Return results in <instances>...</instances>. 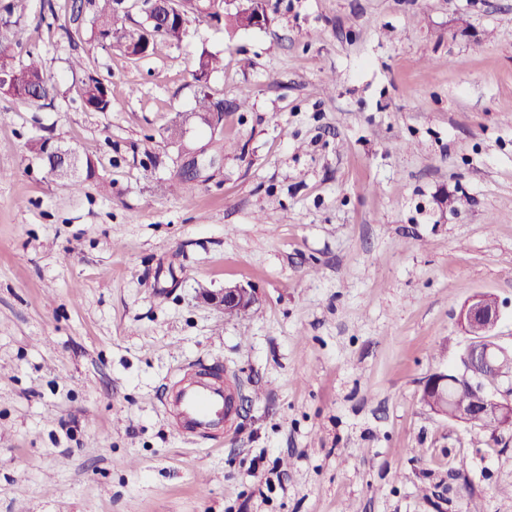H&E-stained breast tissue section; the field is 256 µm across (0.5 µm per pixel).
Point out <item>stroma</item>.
<instances>
[{"instance_id":"stroma-1","label":"stroma","mask_w":512,"mask_h":512,"mask_svg":"<svg viewBox=\"0 0 512 512\" xmlns=\"http://www.w3.org/2000/svg\"><path fill=\"white\" fill-rule=\"evenodd\" d=\"M69 4L25 20L57 99L0 96V512H512V430L420 402L474 293L512 344V0H266L137 60L68 45ZM204 49L220 162L173 192ZM74 56L119 107L83 109ZM39 137L95 179L53 181ZM227 284L251 315L201 301ZM198 363L238 387L219 446L162 405Z\"/></svg>"}]
</instances>
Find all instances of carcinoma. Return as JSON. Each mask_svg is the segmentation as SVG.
<instances>
[{
    "label": "carcinoma",
    "mask_w": 512,
    "mask_h": 512,
    "mask_svg": "<svg viewBox=\"0 0 512 512\" xmlns=\"http://www.w3.org/2000/svg\"><path fill=\"white\" fill-rule=\"evenodd\" d=\"M30 0H5L0 3V57L15 61L13 88L0 93L26 103L54 102L58 90L46 73L40 59L27 53L21 56L22 20ZM118 0H72L69 23L61 26L69 43L89 38L103 47H116L132 58L144 52L157 55L163 49L179 44L187 36L175 27L150 25L143 21L128 24L130 13L116 7ZM224 58L202 51L194 62L192 77L198 83L195 111L210 112L216 106L206 87L200 84L204 72L223 68ZM72 71L83 75L79 97L106 112L114 107L107 85L81 58L70 60Z\"/></svg>",
    "instance_id": "cac0c4a2"
}]
</instances>
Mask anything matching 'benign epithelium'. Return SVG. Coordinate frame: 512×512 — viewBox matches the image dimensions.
Returning <instances> with one entry per match:
<instances>
[{"mask_svg": "<svg viewBox=\"0 0 512 512\" xmlns=\"http://www.w3.org/2000/svg\"><path fill=\"white\" fill-rule=\"evenodd\" d=\"M122 6L127 11L137 10L148 23L164 27L173 23L168 0H122ZM192 117L197 118L199 114L186 113L177 122V147L184 158L178 176L184 181L196 179L202 170L217 163L216 157L190 147L187 137ZM42 157L47 159V169L52 176L61 169L77 172L75 154L57 144L46 143ZM203 299L231 311L255 304L256 295L252 289L235 284L218 292L205 293ZM500 318L499 301L493 294L479 292L464 301L457 324L467 342L453 366L430 374L423 384L422 401L432 413L471 428L486 423L501 429L512 428V388L499 389L503 379L512 381V346L500 344L494 334ZM490 374L496 375V383L492 385L487 381Z\"/></svg>", "mask_w": 512, "mask_h": 512, "instance_id": "benign-epithelium-1", "label": "benign epithelium"}]
</instances>
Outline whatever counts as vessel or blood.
<instances>
[{
    "label": "vessel or blood",
    "instance_id": "1",
    "mask_svg": "<svg viewBox=\"0 0 512 512\" xmlns=\"http://www.w3.org/2000/svg\"><path fill=\"white\" fill-rule=\"evenodd\" d=\"M234 398L231 382L223 380L220 372L205 371L178 382L169 411L184 436L216 444L236 415Z\"/></svg>",
    "mask_w": 512,
    "mask_h": 512
}]
</instances>
